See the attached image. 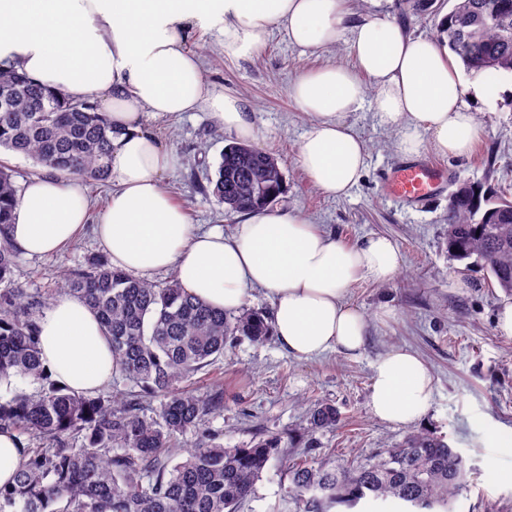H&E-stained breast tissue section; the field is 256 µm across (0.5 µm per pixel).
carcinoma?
<instances>
[{
	"instance_id": "carcinoma-1",
	"label": "carcinoma",
	"mask_w": 512,
	"mask_h": 512,
	"mask_svg": "<svg viewBox=\"0 0 512 512\" xmlns=\"http://www.w3.org/2000/svg\"><path fill=\"white\" fill-rule=\"evenodd\" d=\"M434 0H402L405 13L428 12ZM439 37L474 74L512 75V0H451ZM114 131L90 101L0 67V151L20 154L54 173L88 184L109 176ZM450 195L448 253L472 260L512 291V201L482 183ZM284 188L277 158L242 143L225 145L203 190L232 213L272 205ZM14 169L0 160V379L18 385L0 395V430L25 437L14 483L0 487V512H239L277 453L278 439L251 448L224 446L205 432L224 409V388L194 386L237 337L263 341L271 317L216 310L173 277L151 283L89 256L62 275L64 288L29 291L15 283L19 252L9 243L19 198ZM82 300L112 343L115 376L132 389L67 390L42 365L37 320L59 296ZM159 400L151 406V399ZM336 408L317 403L298 436L311 451L313 432L336 424ZM200 436L180 456L181 438ZM294 512H354L364 500L393 501L411 512H452L466 487L465 460L442 436L414 433L359 463L312 457L288 466Z\"/></svg>"
}]
</instances>
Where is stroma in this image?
Here are the masks:
<instances>
[{
  "label": "stroma",
  "mask_w": 512,
  "mask_h": 512,
  "mask_svg": "<svg viewBox=\"0 0 512 512\" xmlns=\"http://www.w3.org/2000/svg\"><path fill=\"white\" fill-rule=\"evenodd\" d=\"M399 3L355 0L354 9L401 19L414 33L436 36V13L406 15ZM221 28L216 19L193 28L187 44L201 58L211 92L245 102L257 128L254 147L280 158L285 191L279 206L299 211L348 244L367 235L389 237L401 250L403 265L388 283L363 281L350 289L348 301L369 323L358 355L333 352L299 361L273 337L235 340L215 370L199 377L204 386L216 381L224 385V410L210 418L209 429L221 433L226 446L248 448L262 434L285 437L303 430L310 407L327 402L339 411L341 421L315 433L321 453L333 452L356 463L378 449L401 445L413 433L434 432L466 460L468 487L455 501L454 512H512V335L502 334L496 325L498 311L512 297L485 270L449 258L447 192L409 207L384 194V180L403 160L398 150L402 134L380 124L373 96H366L348 117L368 151L358 184L335 198L313 187L302 172L297 145L309 118L290 100L288 88L301 74L328 63L354 67L347 37L305 52L289 42L284 28L273 27L254 53L228 59ZM462 78L485 89L484 96L468 100L481 134L469 156L439 158V165L451 173L449 189L464 181L494 188L512 185V75L466 72ZM143 124L179 160L166 174L165 185L191 224L232 235L242 215L226 213L203 188L234 134L216 139L217 122L207 111L148 112ZM101 251L91 232H82L55 256H20L15 280L31 290L57 287L62 269ZM394 346L414 351L433 374V404L412 426L380 421L369 410L372 365ZM291 453L286 445L270 460L239 512H292L288 476L280 463Z\"/></svg>",
  "instance_id": "obj_1"
}]
</instances>
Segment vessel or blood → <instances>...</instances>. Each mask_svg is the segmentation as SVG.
<instances>
[{"mask_svg": "<svg viewBox=\"0 0 512 512\" xmlns=\"http://www.w3.org/2000/svg\"><path fill=\"white\" fill-rule=\"evenodd\" d=\"M449 173L426 159H409L388 175L387 196L396 203L410 206L436 196L448 183Z\"/></svg>", "mask_w": 512, "mask_h": 512, "instance_id": "b4317fda", "label": "vessel or blood"}]
</instances>
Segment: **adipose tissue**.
Returning a JSON list of instances; mask_svg holds the SVG:
<instances>
[{
    "mask_svg": "<svg viewBox=\"0 0 512 512\" xmlns=\"http://www.w3.org/2000/svg\"><path fill=\"white\" fill-rule=\"evenodd\" d=\"M352 0H0V64L65 92L98 101L118 136L109 169L114 189L96 236L114 266L130 273L173 271L186 291L234 312L251 286L273 301V330L289 354L310 360L357 355L368 335L362 311L346 301L357 282H389L402 257L396 243L371 235L336 240L298 211L247 213L232 236L201 231L165 188L177 158L143 126L147 112H212L221 129L244 141L256 127L241 102L213 95L187 33L224 17L228 58L254 52L265 30L284 26L292 44L316 50L350 38L357 67L327 65L297 78L289 94L309 118L297 161L321 192L347 195L362 178L365 143L347 121L373 94L380 123L408 128L404 155L468 156L479 128L448 47L415 36L394 19L356 18ZM81 185L53 175L27 181L11 244L31 256L56 254L86 223ZM41 360L58 383L92 390L112 378V346L95 313L62 296L38 319ZM433 377L411 350L390 348L372 366L369 406L383 421L413 425L432 406Z\"/></svg>",
    "mask_w": 512,
    "mask_h": 512,
    "instance_id": "ef3b65f1",
    "label": "adipose tissue"
}]
</instances>
